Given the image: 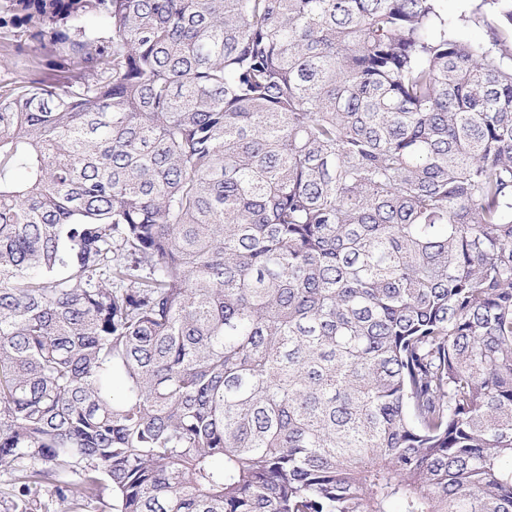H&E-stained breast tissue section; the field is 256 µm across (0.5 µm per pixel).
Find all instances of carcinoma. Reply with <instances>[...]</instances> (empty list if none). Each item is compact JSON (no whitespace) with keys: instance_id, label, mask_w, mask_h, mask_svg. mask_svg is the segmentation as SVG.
Wrapping results in <instances>:
<instances>
[{"instance_id":"carcinoma-1","label":"carcinoma","mask_w":512,"mask_h":512,"mask_svg":"<svg viewBox=\"0 0 512 512\" xmlns=\"http://www.w3.org/2000/svg\"><path fill=\"white\" fill-rule=\"evenodd\" d=\"M475 13L0 0L7 512H512V0ZM443 3L448 11V17L458 22L457 34L460 38L468 41H484L487 39L488 28L482 21L464 22L458 20L464 18V15L472 16L473 10L479 3L478 0H446Z\"/></svg>"}]
</instances>
